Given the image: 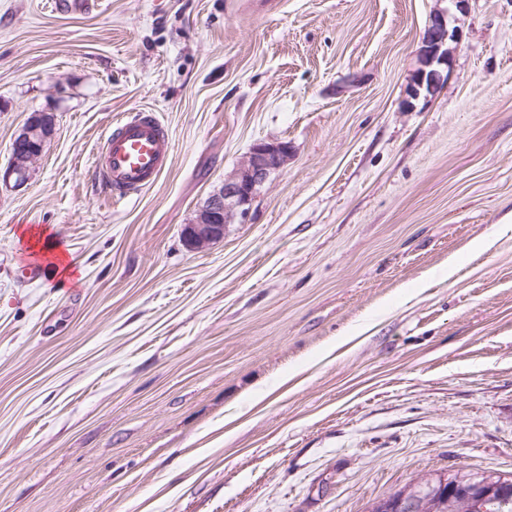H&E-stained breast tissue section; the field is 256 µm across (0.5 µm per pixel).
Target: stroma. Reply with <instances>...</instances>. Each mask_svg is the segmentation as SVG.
Returning a JSON list of instances; mask_svg holds the SVG:
<instances>
[{"label":"stroma","instance_id":"stroma-1","mask_svg":"<svg viewBox=\"0 0 512 512\" xmlns=\"http://www.w3.org/2000/svg\"><path fill=\"white\" fill-rule=\"evenodd\" d=\"M0 0V512H368L425 475L512 474V0ZM151 110L170 160L94 165ZM245 223L183 228L258 142ZM61 246L73 274L21 279ZM482 251H473L475 242ZM459 271L448 276V259ZM465 0H448V11L433 16L426 28L419 51L420 67L411 84V98L417 99L421 94H432L440 81L439 68L448 65V40L455 38V31L448 29V15L452 11L462 10ZM169 156L165 125L153 112H136L106 137L95 165L96 177L113 197L125 199L151 184ZM52 126V123L48 118L31 119L23 132L18 136V141H14L12 144V150L15 151L17 149L32 153L33 149L36 147L35 144L21 142V141H33L37 140L40 143L45 139V132Z\"/></svg>","mask_w":512,"mask_h":512}]
</instances>
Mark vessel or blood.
Returning a JSON list of instances; mask_svg holds the SVG:
<instances>
[{
	"label": "vessel or blood",
	"mask_w": 512,
	"mask_h": 512,
	"mask_svg": "<svg viewBox=\"0 0 512 512\" xmlns=\"http://www.w3.org/2000/svg\"><path fill=\"white\" fill-rule=\"evenodd\" d=\"M170 139L155 113L140 111L112 129L95 165L96 177L113 197L127 198L151 184L166 167Z\"/></svg>",
	"instance_id": "1"
}]
</instances>
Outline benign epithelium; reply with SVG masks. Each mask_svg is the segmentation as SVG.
Returning <instances> with one entry per match:
<instances>
[{"mask_svg": "<svg viewBox=\"0 0 512 512\" xmlns=\"http://www.w3.org/2000/svg\"><path fill=\"white\" fill-rule=\"evenodd\" d=\"M464 0H448V12L437 13L426 28L419 51L420 67L411 84V98L431 94L440 81L439 68L448 64V40L455 38V32L448 29V13L462 10ZM52 126L49 119L29 121L18 141L39 142L45 139V132ZM292 158L291 146L284 141L259 142L254 144L239 167L224 179V186L212 194L190 223L184 225V238L192 248L203 247L224 237V225L244 220L251 211L253 202L271 175L283 171ZM34 155L15 153L4 177H15L22 183L28 176ZM410 512H423L432 506L427 500L416 495L403 494L387 498L376 505L377 512H397L400 507Z\"/></svg>", "mask_w": 512, "mask_h": 512, "instance_id": "obj_1", "label": "benign epithelium"}]
</instances>
